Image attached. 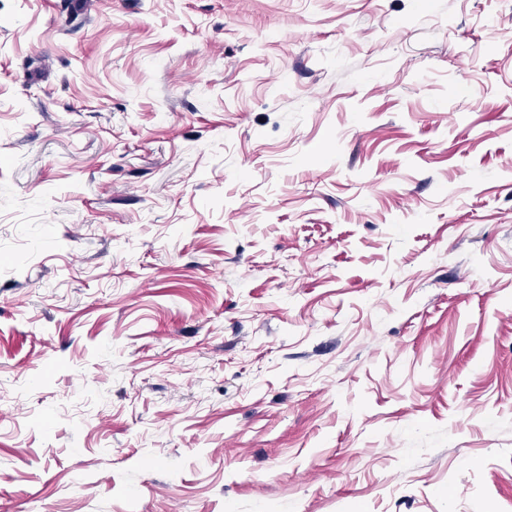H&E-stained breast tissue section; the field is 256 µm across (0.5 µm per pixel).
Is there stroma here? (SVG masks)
Segmentation results:
<instances>
[{"instance_id": "obj_1", "label": "stroma", "mask_w": 512, "mask_h": 512, "mask_svg": "<svg viewBox=\"0 0 512 512\" xmlns=\"http://www.w3.org/2000/svg\"><path fill=\"white\" fill-rule=\"evenodd\" d=\"M0 512H512V0H0Z\"/></svg>"}]
</instances>
